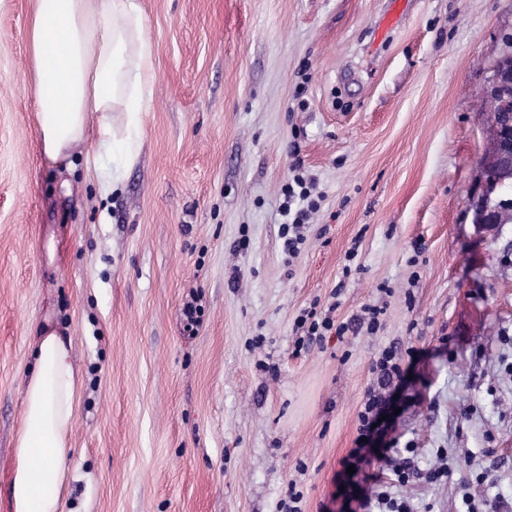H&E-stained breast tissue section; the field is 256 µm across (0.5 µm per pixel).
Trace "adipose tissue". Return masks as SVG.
I'll use <instances>...</instances> for the list:
<instances>
[{
    "mask_svg": "<svg viewBox=\"0 0 512 512\" xmlns=\"http://www.w3.org/2000/svg\"><path fill=\"white\" fill-rule=\"evenodd\" d=\"M26 35L43 156L69 161L76 146L95 136L112 163L111 171L99 173L100 189L116 191L118 169L137 158L155 79L138 0H36ZM76 387L66 342L43 330L22 382L13 512H62Z\"/></svg>",
    "mask_w": 512,
    "mask_h": 512,
    "instance_id": "adipose-tissue-1",
    "label": "adipose tissue"
}]
</instances>
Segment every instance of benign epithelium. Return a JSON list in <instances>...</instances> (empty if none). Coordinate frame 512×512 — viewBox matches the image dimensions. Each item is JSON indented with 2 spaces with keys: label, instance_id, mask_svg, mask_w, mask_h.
<instances>
[{
  "label": "benign epithelium",
  "instance_id": "1",
  "mask_svg": "<svg viewBox=\"0 0 512 512\" xmlns=\"http://www.w3.org/2000/svg\"><path fill=\"white\" fill-rule=\"evenodd\" d=\"M512 83V56L503 54L491 69L487 80V98L492 100L495 112L509 114L488 122L486 127L487 149L482 160L484 182L479 192L470 199L468 210L472 223L480 229L490 228L498 223L502 209L495 198V192L505 178L512 176V102L494 99L498 91Z\"/></svg>",
  "mask_w": 512,
  "mask_h": 512
}]
</instances>
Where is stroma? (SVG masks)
<instances>
[{
	"label": "stroma",
	"instance_id": "1",
	"mask_svg": "<svg viewBox=\"0 0 512 512\" xmlns=\"http://www.w3.org/2000/svg\"><path fill=\"white\" fill-rule=\"evenodd\" d=\"M139 3L155 80L139 156L104 195L94 141L70 169L42 155L34 0H0V512L45 324L77 375L63 512H279L292 485L304 512H340L392 343L420 355L383 480L409 464L414 512H512V224L468 210L512 0H408L382 40L391 0ZM297 162L320 205L291 257ZM373 305L376 333L300 343L303 309Z\"/></svg>",
	"mask_w": 512,
	"mask_h": 512
}]
</instances>
